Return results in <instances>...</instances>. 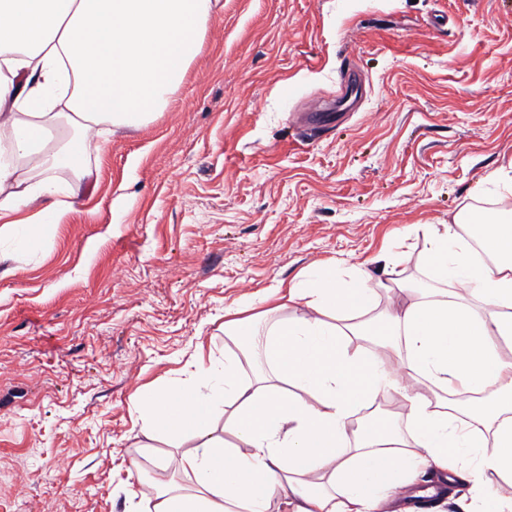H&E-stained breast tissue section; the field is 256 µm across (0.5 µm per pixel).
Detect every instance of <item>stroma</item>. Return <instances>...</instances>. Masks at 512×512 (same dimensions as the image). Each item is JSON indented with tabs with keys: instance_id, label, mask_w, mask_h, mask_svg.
Segmentation results:
<instances>
[{
	"instance_id": "obj_1",
	"label": "stroma",
	"mask_w": 512,
	"mask_h": 512,
	"mask_svg": "<svg viewBox=\"0 0 512 512\" xmlns=\"http://www.w3.org/2000/svg\"><path fill=\"white\" fill-rule=\"evenodd\" d=\"M221 3L168 105L43 169L72 207L0 241V512H126L178 478L137 393L235 351L225 308L322 265L429 282L432 226L512 209V0Z\"/></svg>"
}]
</instances>
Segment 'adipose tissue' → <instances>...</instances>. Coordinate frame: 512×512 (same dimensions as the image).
I'll return each mask as SVG.
<instances>
[{
    "label": "adipose tissue",
    "instance_id": "adipose-tissue-1",
    "mask_svg": "<svg viewBox=\"0 0 512 512\" xmlns=\"http://www.w3.org/2000/svg\"><path fill=\"white\" fill-rule=\"evenodd\" d=\"M215 0H0V238L27 247L35 201L55 221L62 187L26 165L80 168L104 127L137 128L162 110L199 53ZM471 224L489 262L475 261L458 229ZM431 288L390 276L342 287L324 269L279 296L270 326L230 319L263 364L198 362L188 385L141 393V432L167 437L161 461L187 484L149 486L147 512H389L419 477L448 483L489 468L512 483V210L456 214L428 239ZM407 293L369 319L382 295ZM429 381L428 398L412 385ZM402 399L405 432L374 412L386 390ZM471 404L454 406L452 396ZM367 427L349 435L356 407ZM230 408L224 424L215 416ZM491 435H484L483 427ZM193 446L180 450L183 438Z\"/></svg>",
    "mask_w": 512,
    "mask_h": 512
}]
</instances>
